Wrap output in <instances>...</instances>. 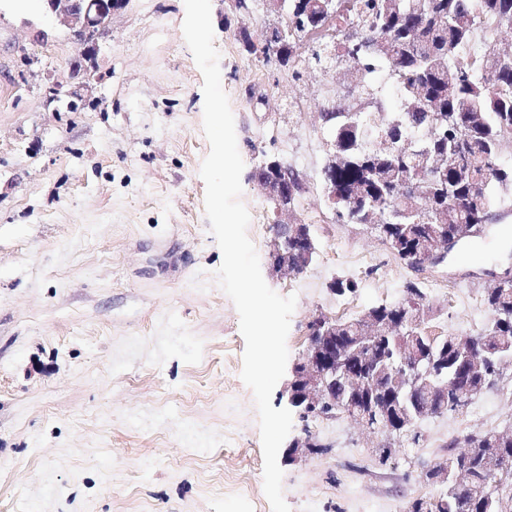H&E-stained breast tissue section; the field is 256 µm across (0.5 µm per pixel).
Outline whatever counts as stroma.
Segmentation results:
<instances>
[{
	"mask_svg": "<svg viewBox=\"0 0 512 512\" xmlns=\"http://www.w3.org/2000/svg\"><path fill=\"white\" fill-rule=\"evenodd\" d=\"M184 0H126L97 54L30 0H0V512H272L252 391L240 373L245 341L216 272L222 253L206 218L200 176L203 77L185 42ZM214 45L235 119L242 203L267 285L296 295L289 364L309 321L353 317L424 286L434 336L479 332L489 285L512 272V206L465 239L447 263L397 261L357 224L337 223L323 193L330 155L320 114L352 88L336 66L263 64L241 31L284 17L236 13L212 0ZM94 72L77 110L47 104L53 80ZM307 180L292 221L309 225L315 261L301 274L271 266L268 202L253 174L263 154ZM353 277L338 296L332 279ZM480 413L429 417L421 439L384 444L346 416L294 418L329 450L279 456L290 512H399L436 495L422 481L449 442L512 430V365L484 390Z\"/></svg>",
	"mask_w": 512,
	"mask_h": 512,
	"instance_id": "35a3bbf8",
	"label": "stroma"
}]
</instances>
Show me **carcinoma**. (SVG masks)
Returning <instances> with one entry per match:
<instances>
[{
	"mask_svg": "<svg viewBox=\"0 0 512 512\" xmlns=\"http://www.w3.org/2000/svg\"><path fill=\"white\" fill-rule=\"evenodd\" d=\"M411 0H336V15L327 13L326 0H288V29L264 30V62L291 66L299 43L309 40V63L323 66L342 62L362 76L359 96L374 108L334 109L321 113L330 131V145L342 164L323 169V178L336 190V221L368 225L382 218L383 242L403 264L428 247L434 227L429 218L442 212V230L453 236L462 224L476 226L498 220L503 194L512 192V163L501 160L512 142V59L500 63L489 49L476 61L467 59L477 20L491 32L512 30V0H429L427 11L410 10ZM360 26L352 29L353 21ZM388 76L392 109L377 97L375 82ZM492 312L489 328L467 339L431 338V308L416 282H408L401 300L370 308L380 321L404 322L411 333L392 336L370 348L396 359L401 344L415 348L439 363L438 373L450 382L459 372L461 345L494 355L485 381L496 382L499 358L512 356V287L486 292ZM363 317L336 321V347L352 348L361 336ZM389 383L377 381L367 396L351 404L341 383H334L336 405H325L307 418L337 417L350 409L366 413L371 425L384 433L395 426V413L378 418L387 406ZM470 447L448 459L469 470L470 481L448 484L437 496L415 501L413 512H512V496L491 492L503 480L512 483V434L487 431L467 437Z\"/></svg>",
	"mask_w": 512,
	"mask_h": 512,
	"instance_id": "carcinoma-1",
	"label": "carcinoma"
}]
</instances>
